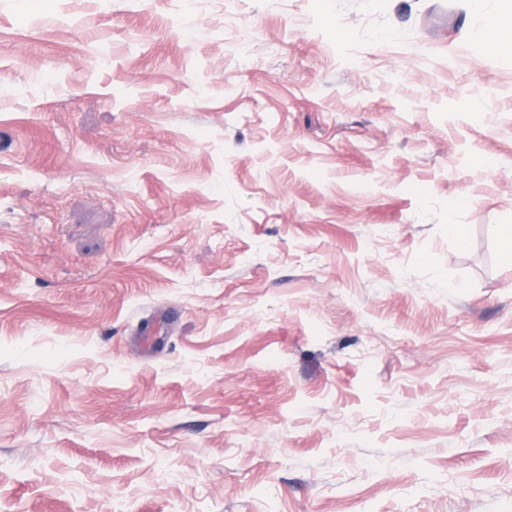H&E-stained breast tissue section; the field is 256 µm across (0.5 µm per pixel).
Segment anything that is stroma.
Masks as SVG:
<instances>
[{
	"label": "stroma",
	"instance_id": "stroma-1",
	"mask_svg": "<svg viewBox=\"0 0 512 512\" xmlns=\"http://www.w3.org/2000/svg\"><path fill=\"white\" fill-rule=\"evenodd\" d=\"M503 224L468 0H0V512H512Z\"/></svg>",
	"mask_w": 512,
	"mask_h": 512
}]
</instances>
